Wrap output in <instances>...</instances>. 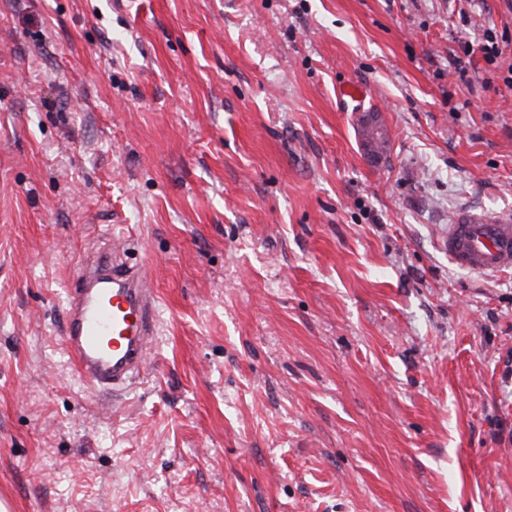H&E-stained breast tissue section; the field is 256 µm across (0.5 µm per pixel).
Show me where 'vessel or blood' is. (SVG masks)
Wrapping results in <instances>:
<instances>
[{
  "label": "vessel or blood",
  "instance_id": "vessel-or-blood-1",
  "mask_svg": "<svg viewBox=\"0 0 512 512\" xmlns=\"http://www.w3.org/2000/svg\"><path fill=\"white\" fill-rule=\"evenodd\" d=\"M449 260L474 272L512 270V224L470 211L448 226ZM150 258L128 263L119 252L81 263L66 291L64 345L81 378L117 389L147 366L156 328Z\"/></svg>",
  "mask_w": 512,
  "mask_h": 512
}]
</instances>
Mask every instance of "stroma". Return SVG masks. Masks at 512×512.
Instances as JSON below:
<instances>
[{"instance_id":"35a3bbf8","label":"stroma","mask_w":512,"mask_h":512,"mask_svg":"<svg viewBox=\"0 0 512 512\" xmlns=\"http://www.w3.org/2000/svg\"><path fill=\"white\" fill-rule=\"evenodd\" d=\"M511 75L512 0H0V512H512V272L443 246L512 220ZM115 244L112 393L63 336ZM151 265L149 257L131 265L115 249L82 261L66 290V351L79 376L102 391L147 366L156 328Z\"/></svg>"}]
</instances>
